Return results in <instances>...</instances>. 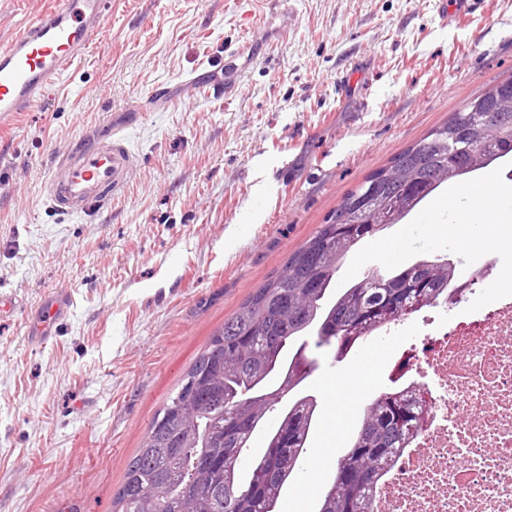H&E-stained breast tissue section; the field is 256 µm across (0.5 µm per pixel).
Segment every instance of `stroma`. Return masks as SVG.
I'll return each mask as SVG.
<instances>
[{
    "mask_svg": "<svg viewBox=\"0 0 512 512\" xmlns=\"http://www.w3.org/2000/svg\"><path fill=\"white\" fill-rule=\"evenodd\" d=\"M49 0H0V45ZM112 0L111 39L91 46L64 87L0 134V512H112L153 417L212 334L370 174L496 82L512 77V0ZM240 46L231 93L203 83L141 111L156 87ZM367 89L340 92L344 76ZM126 126L134 166L103 210L62 217L45 185L70 144ZM495 178L497 224L512 225V157ZM460 184L344 261L339 283L471 243L512 273L494 226H443ZM70 296L54 338L28 337L53 291ZM377 335L341 362L313 349L321 401L308 458L281 512H314L349 433L389 382Z\"/></svg>",
    "mask_w": 512,
    "mask_h": 512,
    "instance_id": "stroma-1",
    "label": "stroma"
}]
</instances>
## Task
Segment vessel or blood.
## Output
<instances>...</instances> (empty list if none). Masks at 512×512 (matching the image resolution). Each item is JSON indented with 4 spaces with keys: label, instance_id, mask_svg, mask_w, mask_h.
Here are the masks:
<instances>
[{
    "label": "vessel or blood",
    "instance_id": "1",
    "mask_svg": "<svg viewBox=\"0 0 512 512\" xmlns=\"http://www.w3.org/2000/svg\"><path fill=\"white\" fill-rule=\"evenodd\" d=\"M111 7V0H52L20 34L0 45V123L32 111L94 40L106 37ZM132 164L124 129H110L100 139L73 145L55 161L45 197L63 216L93 212L124 184ZM68 307L67 293L56 292L38 311L30 339L47 341Z\"/></svg>",
    "mask_w": 512,
    "mask_h": 512
}]
</instances>
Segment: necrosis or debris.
<instances>
[{
  "label": "necrosis or debris",
  "mask_w": 512,
  "mask_h": 512,
  "mask_svg": "<svg viewBox=\"0 0 512 512\" xmlns=\"http://www.w3.org/2000/svg\"><path fill=\"white\" fill-rule=\"evenodd\" d=\"M469 265L454 314L423 317L420 342L393 341L388 375L418 383L424 426L379 482L375 512H512V282L487 252ZM479 289L491 296L471 306Z\"/></svg>",
  "instance_id": "necrosis-or-debris-1"
}]
</instances>
